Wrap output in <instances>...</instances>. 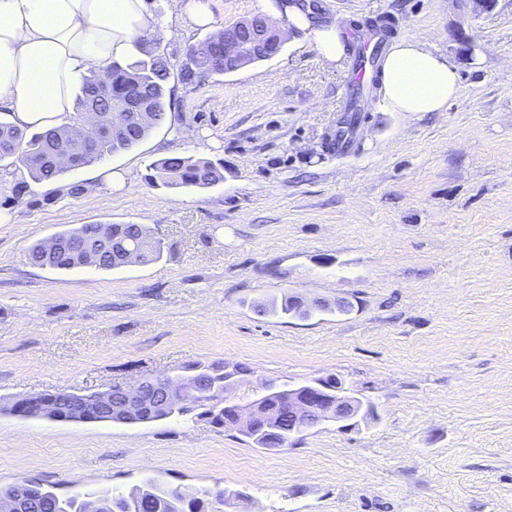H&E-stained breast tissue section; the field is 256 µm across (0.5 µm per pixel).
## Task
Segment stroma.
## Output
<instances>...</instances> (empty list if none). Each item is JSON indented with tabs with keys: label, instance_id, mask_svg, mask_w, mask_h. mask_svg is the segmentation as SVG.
Masks as SVG:
<instances>
[{
	"label": "stroma",
	"instance_id": "35a3bbf8",
	"mask_svg": "<svg viewBox=\"0 0 512 512\" xmlns=\"http://www.w3.org/2000/svg\"><path fill=\"white\" fill-rule=\"evenodd\" d=\"M338 29L394 20L456 68L440 112L372 107L359 150L325 148L350 64L303 32L272 59L197 87L167 84L164 121L133 149L34 185H0V487L60 497L128 492L142 479L206 512H512V0H315ZM210 28L155 33L172 64L260 0H210ZM473 46L465 48L461 38ZM224 163L222 184L168 189L153 162ZM125 179L113 189L112 174ZM87 184L73 199L59 190ZM82 224H143L160 260L112 271L31 265L28 247ZM343 313L263 316L282 295ZM192 361L291 388L328 374L376 409L325 421L277 452L203 419L124 425L24 417L16 401L88 391Z\"/></svg>",
	"mask_w": 512,
	"mask_h": 512
}]
</instances>
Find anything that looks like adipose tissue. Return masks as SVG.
<instances>
[{
  "label": "adipose tissue",
  "instance_id": "adipose-tissue-1",
  "mask_svg": "<svg viewBox=\"0 0 512 512\" xmlns=\"http://www.w3.org/2000/svg\"><path fill=\"white\" fill-rule=\"evenodd\" d=\"M264 8L280 26L311 35L325 60L344 44L336 26L313 25L298 5ZM160 25L149 0H0V108L19 127L49 129L76 107L77 79L90 66L140 55ZM459 76L419 43H394L383 64L381 105L391 112H439Z\"/></svg>",
  "mask_w": 512,
  "mask_h": 512
}]
</instances>
